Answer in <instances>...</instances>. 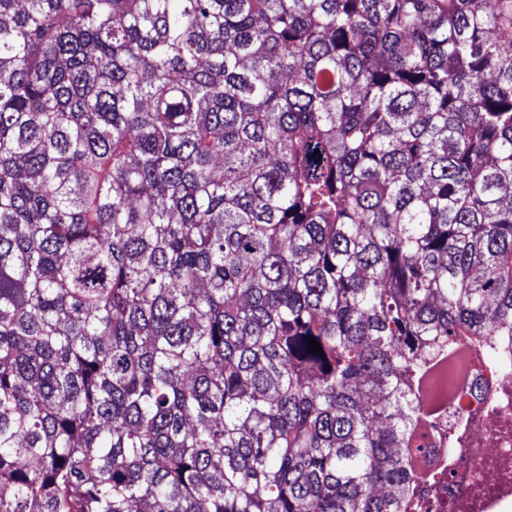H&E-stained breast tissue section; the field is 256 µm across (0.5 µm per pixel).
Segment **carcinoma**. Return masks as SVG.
<instances>
[{
    "instance_id": "1",
    "label": "carcinoma",
    "mask_w": 512,
    "mask_h": 512,
    "mask_svg": "<svg viewBox=\"0 0 512 512\" xmlns=\"http://www.w3.org/2000/svg\"><path fill=\"white\" fill-rule=\"evenodd\" d=\"M474 362L512 0H0V512H425Z\"/></svg>"
}]
</instances>
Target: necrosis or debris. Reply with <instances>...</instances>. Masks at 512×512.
Returning <instances> with one entry per match:
<instances>
[{
    "mask_svg": "<svg viewBox=\"0 0 512 512\" xmlns=\"http://www.w3.org/2000/svg\"><path fill=\"white\" fill-rule=\"evenodd\" d=\"M460 386L476 438L465 463L447 478L442 512H470L476 499L481 512H512V421H503L512 418V375L494 377L476 367Z\"/></svg>",
    "mask_w": 512,
    "mask_h": 512,
    "instance_id": "obj_1",
    "label": "necrosis or debris"
}]
</instances>
